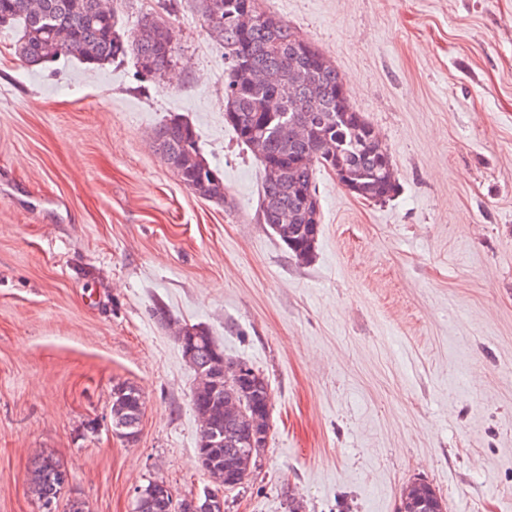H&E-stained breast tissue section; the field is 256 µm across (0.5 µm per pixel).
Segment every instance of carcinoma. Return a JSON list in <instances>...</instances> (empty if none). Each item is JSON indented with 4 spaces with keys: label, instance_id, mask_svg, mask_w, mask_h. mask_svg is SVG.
<instances>
[{
    "label": "carcinoma",
    "instance_id": "1",
    "mask_svg": "<svg viewBox=\"0 0 512 512\" xmlns=\"http://www.w3.org/2000/svg\"><path fill=\"white\" fill-rule=\"evenodd\" d=\"M207 31L224 45V121L254 155L262 170L258 217L289 254L307 264L322 231L316 172L334 174L357 196L387 200L398 187L386 143L353 105L345 78L333 61L279 17L262 10L259 0H199ZM18 23L22 34L15 52L31 66L62 56L102 66L132 56L138 73L160 76L173 61L174 33L154 16L132 29L115 24L109 0H0V26ZM152 146L179 182L197 198L224 203L228 190L210 167L195 129L171 118L152 133ZM190 345L192 363L208 368L224 351L205 327ZM243 403L239 418L224 420V399ZM194 410L212 421L200 429L199 467L255 468L262 448L248 442L255 425L270 432L271 404L235 379L224 381L216 396L194 391ZM144 406L141 391L129 384L113 389V412L135 415ZM68 471L50 453L36 455L27 474L32 497L59 499Z\"/></svg>",
    "mask_w": 512,
    "mask_h": 512
}]
</instances>
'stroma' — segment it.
<instances>
[{
	"instance_id": "1",
	"label": "stroma",
	"mask_w": 512,
	"mask_h": 512,
	"mask_svg": "<svg viewBox=\"0 0 512 512\" xmlns=\"http://www.w3.org/2000/svg\"><path fill=\"white\" fill-rule=\"evenodd\" d=\"M163 3H112L123 29L174 30L152 80L129 60L24 65L19 26L0 27V512H41L38 451L70 473L56 512H134L155 478L178 500L208 486L194 372L160 306L271 389L268 445L226 512H398L414 480L448 512H512V0H260L333 60L398 173L366 202L318 172L307 264L257 217L198 0ZM174 116L231 204L153 150ZM123 383L144 396L132 442L112 430Z\"/></svg>"
}]
</instances>
